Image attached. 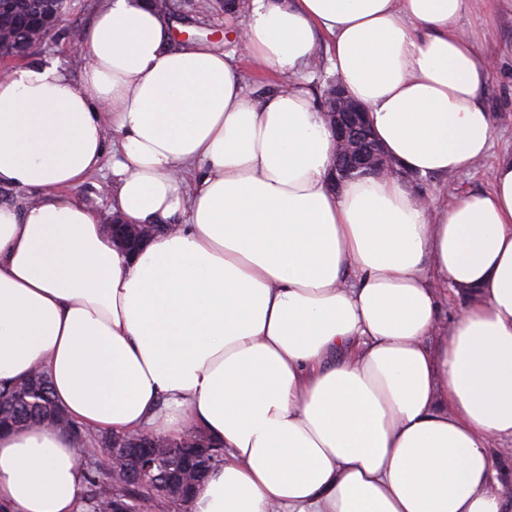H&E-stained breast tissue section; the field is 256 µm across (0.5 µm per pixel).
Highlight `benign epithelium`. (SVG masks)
Instances as JSON below:
<instances>
[{
    "label": "benign epithelium",
    "instance_id": "obj_1",
    "mask_svg": "<svg viewBox=\"0 0 512 512\" xmlns=\"http://www.w3.org/2000/svg\"><path fill=\"white\" fill-rule=\"evenodd\" d=\"M64 15L53 9L44 15H17L8 20L0 17V37L6 28L16 29L20 26L37 33L36 41L29 44L26 52H31L46 43L49 37L59 28ZM326 112L336 139V154L330 169V187L336 191L344 184L348 173L361 169L372 170L379 175L399 176L403 180L410 178L407 172L399 170L388 157L383 146L376 142L366 119V108L352 101L343 84L333 85L329 95ZM155 234L152 226H133L123 222L119 217L112 218V236L124 242L127 248L135 250L142 242ZM132 443L124 449L135 460L138 475L144 476L151 472L154 461L148 453L150 448H169L171 453L180 457H194L196 449L184 448L182 443L169 438L161 430L134 431L131 433Z\"/></svg>",
    "mask_w": 512,
    "mask_h": 512
}]
</instances>
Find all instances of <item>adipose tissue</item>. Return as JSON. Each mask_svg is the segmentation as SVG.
<instances>
[{"label": "adipose tissue", "instance_id": "1", "mask_svg": "<svg viewBox=\"0 0 512 512\" xmlns=\"http://www.w3.org/2000/svg\"><path fill=\"white\" fill-rule=\"evenodd\" d=\"M475 0H250L226 52L174 46L143 0H105L72 80L0 77V382L47 373L93 432L224 446L192 512H512V155L489 189L328 185L335 141L306 76L331 67L389 154L457 173L492 147ZM285 77L253 98L238 61ZM115 145H108V133ZM111 156L108 208L160 224L136 256L75 188ZM467 303L438 336L440 286ZM74 440L0 430V505L76 512ZM493 456L498 477L505 489L512 491V443L504 441L495 446Z\"/></svg>", "mask_w": 512, "mask_h": 512}]
</instances>
